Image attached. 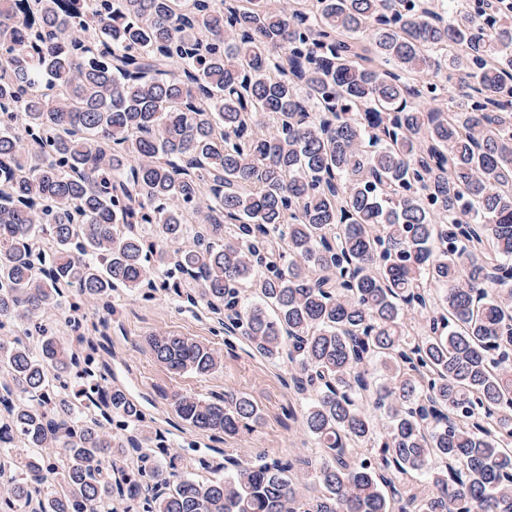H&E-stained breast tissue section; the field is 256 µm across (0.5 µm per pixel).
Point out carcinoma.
Masks as SVG:
<instances>
[{
  "label": "carcinoma",
  "mask_w": 512,
  "mask_h": 512,
  "mask_svg": "<svg viewBox=\"0 0 512 512\" xmlns=\"http://www.w3.org/2000/svg\"><path fill=\"white\" fill-rule=\"evenodd\" d=\"M276 2L0 0V512H512V14ZM183 286L288 366L318 455L175 463L83 305Z\"/></svg>",
  "instance_id": "carcinoma-1"
}]
</instances>
